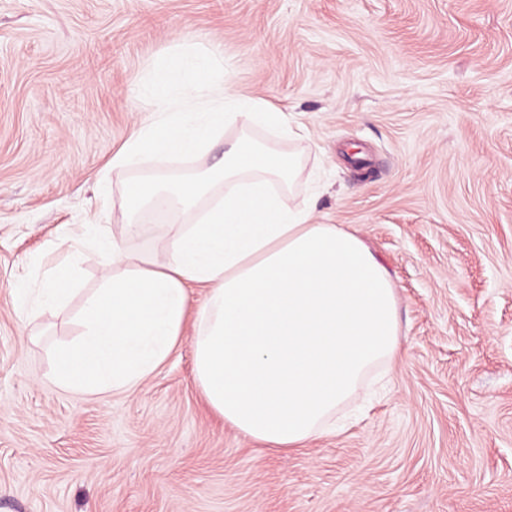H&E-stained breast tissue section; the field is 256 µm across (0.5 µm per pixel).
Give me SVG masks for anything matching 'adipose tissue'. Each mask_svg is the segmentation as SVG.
Wrapping results in <instances>:
<instances>
[{
    "label": "adipose tissue",
    "instance_id": "adipose-tissue-1",
    "mask_svg": "<svg viewBox=\"0 0 512 512\" xmlns=\"http://www.w3.org/2000/svg\"><path fill=\"white\" fill-rule=\"evenodd\" d=\"M299 172L296 156L243 136L203 178L128 186L133 213L175 205L188 212L221 193L153 249L82 225L112 273L86 295L79 339L52 351L56 382L127 392L188 339L207 404L244 435L287 451L335 431L337 407L374 367L401 355L397 300L387 269L356 231L285 203L281 189Z\"/></svg>",
    "mask_w": 512,
    "mask_h": 512
}]
</instances>
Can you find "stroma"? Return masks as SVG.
<instances>
[{"mask_svg":"<svg viewBox=\"0 0 512 512\" xmlns=\"http://www.w3.org/2000/svg\"><path fill=\"white\" fill-rule=\"evenodd\" d=\"M183 41L301 139L236 123L112 167ZM244 134L300 155L287 205L358 229L406 349L290 453L210 410L187 341L130 392L53 378L106 276L67 237L123 236L129 183L205 174ZM68 257L61 307L19 305ZM0 512H512V0H0Z\"/></svg>","mask_w":512,"mask_h":512,"instance_id":"obj_1","label":"stroma"}]
</instances>
